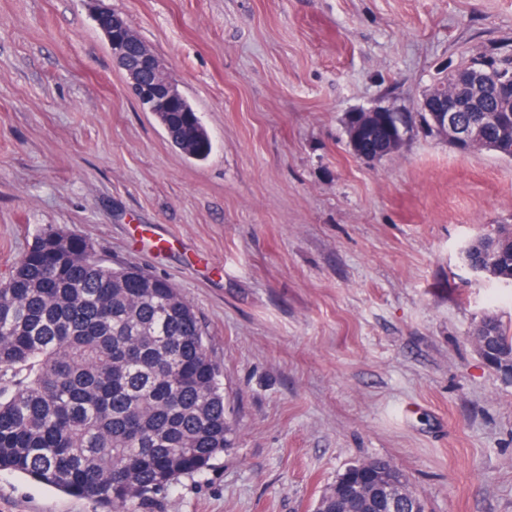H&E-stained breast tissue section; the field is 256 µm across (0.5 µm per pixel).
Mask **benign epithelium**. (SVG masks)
I'll return each instance as SVG.
<instances>
[{
    "instance_id": "1",
    "label": "benign epithelium",
    "mask_w": 512,
    "mask_h": 512,
    "mask_svg": "<svg viewBox=\"0 0 512 512\" xmlns=\"http://www.w3.org/2000/svg\"><path fill=\"white\" fill-rule=\"evenodd\" d=\"M97 28L104 36L112 57L126 69L135 95L146 104L148 111L168 112L177 106L187 107V99L179 86L166 74L162 60L139 38L130 24L109 8L95 15ZM512 83V73L495 72L483 63L465 71L455 73L454 84L468 91L462 95L458 90H448L440 84L430 89L421 99L419 111L427 114L431 127L441 137L452 141L462 153L475 147L488 146L485 132L497 127L501 143L508 142L504 131L509 129L506 114L512 112V94L501 97L497 108L482 110L467 123L459 121L458 113L469 112L476 102L477 93L486 86ZM401 110L393 106H378L354 114V127L350 142L354 153L367 161H377L380 155L398 150L403 140L393 137L394 125L400 120ZM378 490L386 500L387 512H399V496L395 494L391 481L380 477Z\"/></svg>"
}]
</instances>
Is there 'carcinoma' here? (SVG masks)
<instances>
[{
  "instance_id": "1",
  "label": "carcinoma",
  "mask_w": 512,
  "mask_h": 512,
  "mask_svg": "<svg viewBox=\"0 0 512 512\" xmlns=\"http://www.w3.org/2000/svg\"><path fill=\"white\" fill-rule=\"evenodd\" d=\"M173 145L197 159L211 141L196 112L160 113ZM468 265L512 285V232L469 246ZM478 335L503 362L512 328ZM224 387L196 310L169 281L114 267L61 229L41 231L0 282V471L84 498L100 512H148L181 478L233 447ZM373 459L344 471L356 486L393 469ZM404 508L424 512L398 471ZM379 495L332 487L319 512H382Z\"/></svg>"
}]
</instances>
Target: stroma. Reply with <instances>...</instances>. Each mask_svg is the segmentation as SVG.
<instances>
[{"label":"stroma","instance_id":"35a3bbf8","mask_svg":"<svg viewBox=\"0 0 512 512\" xmlns=\"http://www.w3.org/2000/svg\"><path fill=\"white\" fill-rule=\"evenodd\" d=\"M123 16L211 141L184 155L94 15ZM512 57V0H0V280L55 227L169 279L220 366L235 444L158 512H314L391 460L426 512H512V375L475 333L512 287L465 250L512 225V158L413 127L371 163L348 113L412 110ZM0 512H93L0 471ZM381 469H394L397 471L399 489L402 492L409 493L408 496H405L404 509H408V512H412L414 509H416L417 512H424L422 501L416 490L413 488L409 477L386 459H373L368 462L353 465L345 470L340 476H346L355 486L369 485L371 484L370 473Z\"/></svg>","mask_w":512,"mask_h":512}]
</instances>
